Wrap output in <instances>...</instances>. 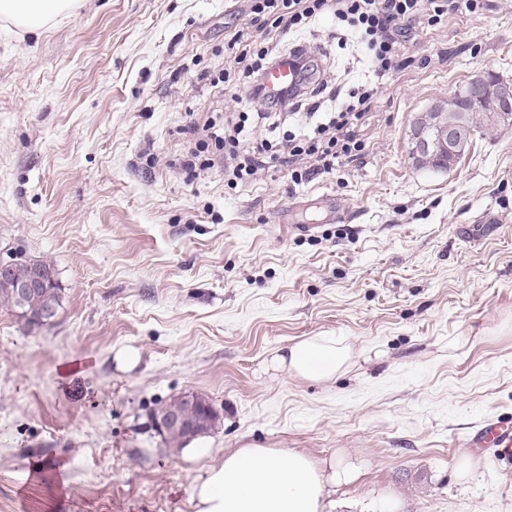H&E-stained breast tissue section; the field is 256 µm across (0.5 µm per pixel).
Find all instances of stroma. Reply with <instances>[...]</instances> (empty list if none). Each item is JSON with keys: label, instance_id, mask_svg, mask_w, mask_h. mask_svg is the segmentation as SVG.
Instances as JSON below:
<instances>
[{"label": "stroma", "instance_id": "1", "mask_svg": "<svg viewBox=\"0 0 512 512\" xmlns=\"http://www.w3.org/2000/svg\"><path fill=\"white\" fill-rule=\"evenodd\" d=\"M482 2L417 30L366 164L300 185L179 165L193 124L242 109L217 78L225 38L264 31L248 0H79L42 33L0 19V262H46L62 288L47 325L0 307V512H193L251 443L353 466L333 512H512V458L464 446L512 413V125L445 170L409 153L419 113L512 79V0ZM281 45L317 78L372 77L333 16ZM312 336L351 347L335 381L267 369ZM186 393L219 414L198 455L154 426Z\"/></svg>", "mask_w": 512, "mask_h": 512}]
</instances>
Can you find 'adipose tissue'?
<instances>
[{
  "mask_svg": "<svg viewBox=\"0 0 512 512\" xmlns=\"http://www.w3.org/2000/svg\"><path fill=\"white\" fill-rule=\"evenodd\" d=\"M74 0H0V17L38 32L68 14ZM350 350L335 338L312 336L271 358L269 369L325 384L341 374ZM352 467H326L290 448L249 444L226 454L194 486V512H327L330 488L349 482Z\"/></svg>",
  "mask_w": 512,
  "mask_h": 512,
  "instance_id": "ef3b65f1",
  "label": "adipose tissue"
}]
</instances>
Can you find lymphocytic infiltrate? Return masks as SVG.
I'll list each match as a JSON object with an SVG mask.
<instances>
[{
	"label": "lymphocytic infiltrate",
	"mask_w": 512,
	"mask_h": 512,
	"mask_svg": "<svg viewBox=\"0 0 512 512\" xmlns=\"http://www.w3.org/2000/svg\"><path fill=\"white\" fill-rule=\"evenodd\" d=\"M256 16H270L275 35L258 40L250 33L236 31L224 43L233 67L245 77V88L252 98L264 100L263 112H231L224 117L223 133H216L214 122L196 127L198 139L192 157L200 158L201 168L213 167L207 157L209 146L224 151V170L235 180L255 178L266 164L285 167L294 184L312 181L316 176L335 171L346 163L363 162L367 144L362 127L370 119L376 89L365 84L351 90L348 99L336 111L326 113L313 131L297 130L285 134L280 142L253 140L257 125L276 130L283 109L316 114L321 102L305 84H297L280 94L268 95L262 75L282 57L278 34L298 32L322 14L333 15L364 46L374 75L385 79L402 66L405 44L418 19L428 26L442 23L448 14L465 10L476 12L478 0H250Z\"/></svg>",
	"instance_id": "obj_1"
}]
</instances>
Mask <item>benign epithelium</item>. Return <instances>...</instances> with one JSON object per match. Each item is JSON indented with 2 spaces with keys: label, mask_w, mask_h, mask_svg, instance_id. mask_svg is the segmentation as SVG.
Here are the masks:
<instances>
[{
  "label": "benign epithelium",
  "mask_w": 512,
  "mask_h": 512,
  "mask_svg": "<svg viewBox=\"0 0 512 512\" xmlns=\"http://www.w3.org/2000/svg\"><path fill=\"white\" fill-rule=\"evenodd\" d=\"M463 104L455 111L464 109L479 110L486 105L495 111L500 107L512 108V81L494 79V74L485 73L472 79L465 87ZM462 136L459 122L450 118L448 112H424L417 117L411 133V151L413 158L439 169L443 165L442 151L456 150ZM13 267L9 263H0V280L14 289L20 305H25L29 296L41 288H47L54 280L53 273L41 266L33 267L27 276L12 278ZM217 413L213 407H205L203 416L190 419L182 409H172L159 414L155 421L156 430L164 437L172 432H182L189 442L207 434V429L215 426Z\"/></svg>",
  "instance_id": "benign-epithelium-1"
}]
</instances>
